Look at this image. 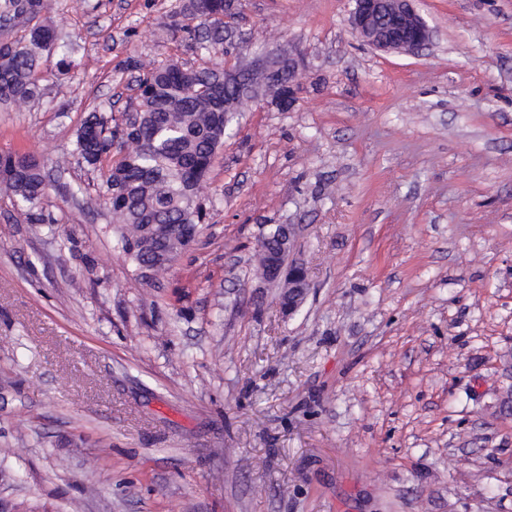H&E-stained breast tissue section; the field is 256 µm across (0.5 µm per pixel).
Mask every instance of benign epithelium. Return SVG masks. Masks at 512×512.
I'll return each instance as SVG.
<instances>
[{"label":"benign epithelium","mask_w":512,"mask_h":512,"mask_svg":"<svg viewBox=\"0 0 512 512\" xmlns=\"http://www.w3.org/2000/svg\"><path fill=\"white\" fill-rule=\"evenodd\" d=\"M413 2L415 0H355L350 26L361 41L374 50L414 54L432 42L434 31ZM302 63L300 56L282 51L237 70L224 71V88H237V100L224 102V118L231 117L244 102L263 96L261 83L288 87L285 94L271 99L277 108L288 110ZM293 234V225L288 224L284 235L277 236L279 248L271 257L269 274L264 279L272 284L288 281L283 295L288 302L285 309L290 314L300 309L309 290L304 264L297 259L289 260L286 265L281 262V256L293 249Z\"/></svg>","instance_id":"1"}]
</instances>
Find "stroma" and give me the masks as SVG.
Wrapping results in <instances>:
<instances>
[{
	"label": "stroma",
	"instance_id": "stroma-1",
	"mask_svg": "<svg viewBox=\"0 0 512 512\" xmlns=\"http://www.w3.org/2000/svg\"><path fill=\"white\" fill-rule=\"evenodd\" d=\"M62 50L0 106L37 148V219L0 197V503L10 512H512V0H418L415 55L359 41L354 0H234L222 57L178 0H48ZM291 50L294 105L247 101L207 229L136 279L73 151L139 100L129 60L225 67ZM67 60L68 69L58 67ZM296 228V313L256 279Z\"/></svg>",
	"mask_w": 512,
	"mask_h": 512
}]
</instances>
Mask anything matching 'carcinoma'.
I'll return each instance as SVG.
<instances>
[{
  "instance_id": "1",
  "label": "carcinoma",
  "mask_w": 512,
  "mask_h": 512,
  "mask_svg": "<svg viewBox=\"0 0 512 512\" xmlns=\"http://www.w3.org/2000/svg\"><path fill=\"white\" fill-rule=\"evenodd\" d=\"M226 0H181L171 14L173 33H185L210 53L224 45ZM44 0H0V103L23 104L40 94L35 72L41 58L55 50L54 29L41 20ZM29 22L27 33L11 36L18 18ZM224 84L219 63L193 68L170 60L139 76L150 105L139 130L123 134L122 158L110 171L102 196L121 224L123 252L135 270L150 264L165 272L186 247L182 234L164 240L152 236L153 224L204 230L207 212L199 200L216 149L224 141V97L187 93L191 85ZM119 119L91 113L79 129L74 152L89 166L112 152ZM44 161L37 149L0 153V193L15 205L32 210L46 193Z\"/></svg>"
}]
</instances>
